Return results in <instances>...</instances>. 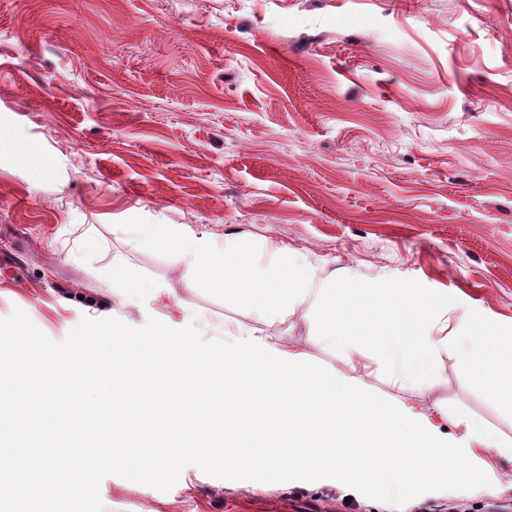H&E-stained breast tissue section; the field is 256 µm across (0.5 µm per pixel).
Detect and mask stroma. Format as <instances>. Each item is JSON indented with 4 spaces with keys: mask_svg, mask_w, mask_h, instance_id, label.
<instances>
[{
    "mask_svg": "<svg viewBox=\"0 0 512 512\" xmlns=\"http://www.w3.org/2000/svg\"><path fill=\"white\" fill-rule=\"evenodd\" d=\"M140 217L300 254L317 279H414L512 326V0H0V318L64 341L82 319L254 324L190 291L183 256L131 242ZM84 233L83 250L69 242ZM139 291L112 288V265ZM338 370L300 314L263 324ZM357 375L440 436L512 416L455 356L407 389ZM103 512H497L512 491L403 506L265 489L184 469L170 491L119 476Z\"/></svg>",
    "mask_w": 512,
    "mask_h": 512,
    "instance_id": "stroma-1",
    "label": "stroma"
}]
</instances>
